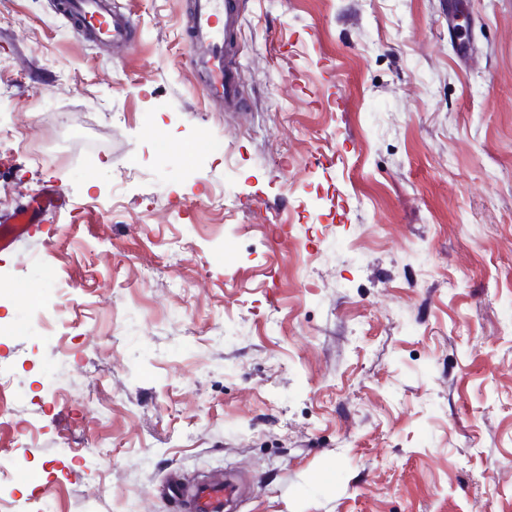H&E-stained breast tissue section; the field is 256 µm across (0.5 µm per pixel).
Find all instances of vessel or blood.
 <instances>
[{"instance_id":"b4317fda","label":"vessel or blood","mask_w":512,"mask_h":512,"mask_svg":"<svg viewBox=\"0 0 512 512\" xmlns=\"http://www.w3.org/2000/svg\"><path fill=\"white\" fill-rule=\"evenodd\" d=\"M64 9L74 22L78 35L107 40L110 45L130 49L133 43L131 17L112 12L107 0H65ZM241 21L237 0H192L186 41L190 47L189 65L205 74L202 94L210 100L240 109L238 66L227 41ZM169 493L184 499L189 512H224L232 495L231 485L202 482L186 488L180 479H171Z\"/></svg>"}]
</instances>
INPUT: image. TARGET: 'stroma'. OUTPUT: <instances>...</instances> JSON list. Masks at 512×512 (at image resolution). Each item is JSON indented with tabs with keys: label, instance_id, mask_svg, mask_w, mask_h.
I'll return each instance as SVG.
<instances>
[{
	"label": "stroma",
	"instance_id": "1",
	"mask_svg": "<svg viewBox=\"0 0 512 512\" xmlns=\"http://www.w3.org/2000/svg\"><path fill=\"white\" fill-rule=\"evenodd\" d=\"M55 2L0 0V512H512V0L465 53L448 0H238L237 112L188 0H112L130 52ZM168 492L175 498L182 497L190 512H223L233 488L224 482H202L188 489L174 477L168 483Z\"/></svg>",
	"mask_w": 512,
	"mask_h": 512
}]
</instances>
